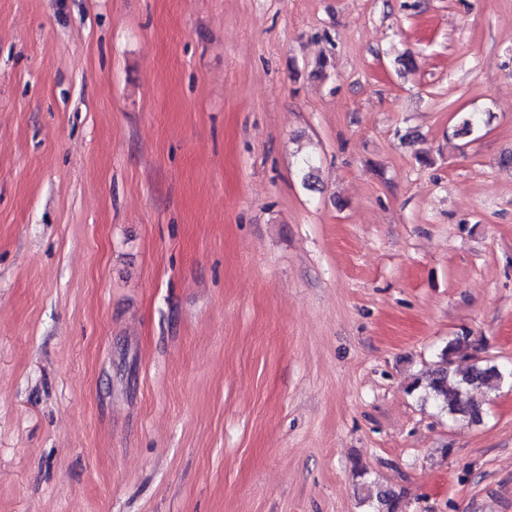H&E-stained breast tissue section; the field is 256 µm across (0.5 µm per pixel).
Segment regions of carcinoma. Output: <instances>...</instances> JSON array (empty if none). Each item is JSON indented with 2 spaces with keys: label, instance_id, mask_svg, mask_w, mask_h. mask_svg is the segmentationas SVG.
Here are the masks:
<instances>
[{
  "label": "carcinoma",
  "instance_id": "carcinoma-1",
  "mask_svg": "<svg viewBox=\"0 0 512 512\" xmlns=\"http://www.w3.org/2000/svg\"><path fill=\"white\" fill-rule=\"evenodd\" d=\"M469 336H459L448 343L440 354L437 367L420 375L414 389H421L442 411L472 420L481 418L480 409L470 400L472 387H492L512 380V366L499 364H473L460 371L453 368L454 358L468 348Z\"/></svg>",
  "mask_w": 512,
  "mask_h": 512
}]
</instances>
